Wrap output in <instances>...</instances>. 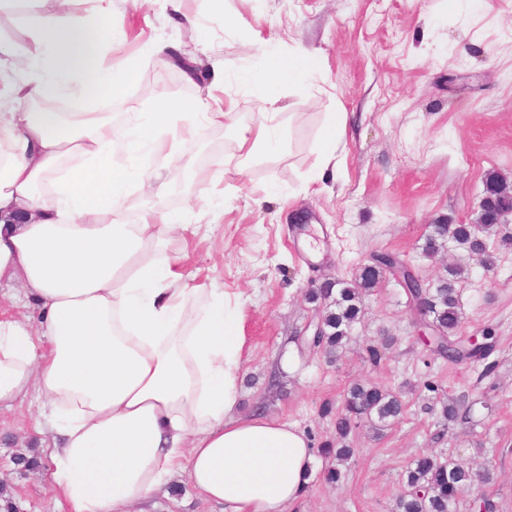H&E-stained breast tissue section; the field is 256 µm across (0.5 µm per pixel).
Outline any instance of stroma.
I'll use <instances>...</instances> for the list:
<instances>
[{
  "mask_svg": "<svg viewBox=\"0 0 512 512\" xmlns=\"http://www.w3.org/2000/svg\"><path fill=\"white\" fill-rule=\"evenodd\" d=\"M54 8L53 0H16L0 40L20 53L33 50L35 20ZM111 9L127 35L118 54L170 42L200 65L224 60L215 89L205 80L188 83L175 66L149 64L109 109L119 124L128 113L177 98L211 95L235 105L234 123L203 124L157 161L184 176L204 156L223 173L202 190L168 192L167 208L194 226L172 239L168 252L195 283L217 282L240 305V413L263 407L319 447L333 432L322 404H339L354 382L402 390L408 404L388 429L362 428L350 437L355 454L339 482L326 480L327 462L317 458L299 512H396L402 474L423 452L489 467L494 512H512V247L501 243L512 224L486 235L488 265L453 243L433 258L421 253L438 219L476 223L488 173L512 183V0H462L452 12L445 0H224V24L210 17L209 0H181L182 13L198 19L195 27L174 24L166 0L147 7L112 0ZM258 35L280 55L300 45L319 48L323 67L301 75L305 94L280 90L282 112L302 118L281 146L246 162L237 132L253 122L255 89L239 77L263 65L253 45ZM329 112L346 113L348 121L333 178L322 177L313 151ZM384 251L427 283L444 276L447 263L464 267L462 333L492 330L493 375L484 376L486 363L435 356L388 277L368 296L340 359L310 351L306 326L317 306L305 297L308 284L351 278L371 253ZM373 347L380 360H372ZM285 351L292 369L270 376L273 357ZM461 395L471 406L467 423L445 422L442 401ZM36 412L30 399L0 412V500L14 512H57L50 463L29 430ZM20 454L35 467L17 465Z\"/></svg>",
  "mask_w": 512,
  "mask_h": 512,
  "instance_id": "stroma-1",
  "label": "stroma"
}]
</instances>
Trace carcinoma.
Instances as JSON below:
<instances>
[{
  "instance_id": "1",
  "label": "carcinoma",
  "mask_w": 512,
  "mask_h": 512,
  "mask_svg": "<svg viewBox=\"0 0 512 512\" xmlns=\"http://www.w3.org/2000/svg\"><path fill=\"white\" fill-rule=\"evenodd\" d=\"M483 202L492 212L512 210V187L496 174L486 179ZM496 228L483 224L432 225L422 253H437L451 239L457 245L476 254L486 252L480 233ZM461 268L448 269V276L428 287L422 293L427 300L423 318L432 322L438 332V356L455 364L487 359L494 344L489 342L491 331L483 333L482 340L472 343L461 336L462 313L459 293L455 286ZM383 273L379 268H361L349 279H338L328 287L312 288L308 299L319 304L317 317L324 325V334L317 339V346L331 357L338 354L349 339L362 314L364 297L376 287ZM405 403L400 392L378 388L374 385L354 384L343 394L342 402L332 407L328 402L321 407V415L332 420L334 438L326 441L321 455L339 462L349 459L354 449L347 444L349 436L361 426L381 430L397 422L404 413ZM470 405L462 395L442 406V417L448 422L468 419ZM488 486L493 477L489 469L475 471L456 461H440L434 455H419L405 471L397 506L400 512H453L457 499L467 492L475 481Z\"/></svg>"
}]
</instances>
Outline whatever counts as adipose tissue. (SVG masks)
<instances>
[{
  "instance_id": "adipose-tissue-1",
  "label": "adipose tissue",
  "mask_w": 512,
  "mask_h": 512,
  "mask_svg": "<svg viewBox=\"0 0 512 512\" xmlns=\"http://www.w3.org/2000/svg\"><path fill=\"white\" fill-rule=\"evenodd\" d=\"M74 2L38 18L23 63L0 44V68L29 73L0 85L14 104L0 113V287L23 283L37 308L33 322L0 312V409L37 401L32 427L52 437L63 512H150L180 477L223 512H295L316 450L297 425L239 412L238 307L177 271L166 246L187 224L165 209L169 178L150 162L234 108L182 99L122 125L108 112L20 110L59 95L121 98L156 58L196 80L194 57L162 42L108 58L123 28ZM321 63L301 45L242 75L258 89L255 122L238 136L246 156L278 145L280 88ZM133 187L153 201L131 223L122 204Z\"/></svg>"
}]
</instances>
